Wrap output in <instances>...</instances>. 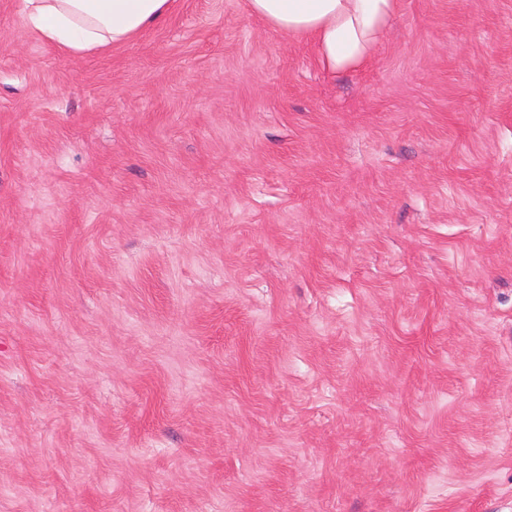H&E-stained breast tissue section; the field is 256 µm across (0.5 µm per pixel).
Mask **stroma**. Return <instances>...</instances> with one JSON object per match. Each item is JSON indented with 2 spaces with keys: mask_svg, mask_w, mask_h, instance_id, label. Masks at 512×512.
<instances>
[{
  "mask_svg": "<svg viewBox=\"0 0 512 512\" xmlns=\"http://www.w3.org/2000/svg\"><path fill=\"white\" fill-rule=\"evenodd\" d=\"M0 512H512V0L334 80L247 0H0ZM30 31L66 53L134 41L162 24L173 0H22Z\"/></svg>",
  "mask_w": 512,
  "mask_h": 512,
  "instance_id": "obj_1",
  "label": "stroma"
}]
</instances>
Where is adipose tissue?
<instances>
[{
	"mask_svg": "<svg viewBox=\"0 0 512 512\" xmlns=\"http://www.w3.org/2000/svg\"><path fill=\"white\" fill-rule=\"evenodd\" d=\"M274 31L310 44L329 76L365 67L394 21L399 0H247ZM172 0H23L30 31L75 54L134 41L162 24Z\"/></svg>",
	"mask_w": 512,
	"mask_h": 512,
	"instance_id": "ef3b65f1",
	"label": "adipose tissue"
}]
</instances>
